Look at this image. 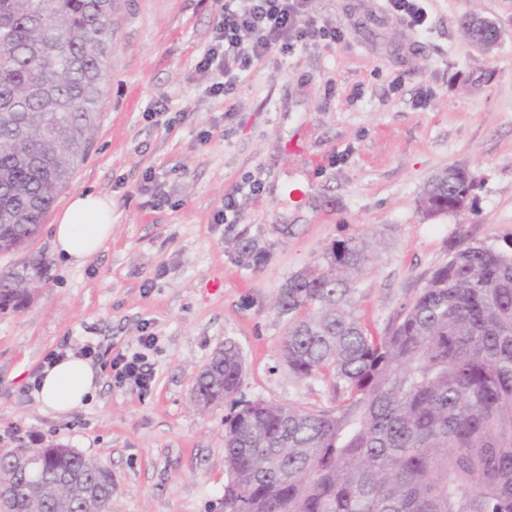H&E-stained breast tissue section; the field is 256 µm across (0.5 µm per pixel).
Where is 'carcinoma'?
<instances>
[{"label":"carcinoma","instance_id":"obj_1","mask_svg":"<svg viewBox=\"0 0 512 512\" xmlns=\"http://www.w3.org/2000/svg\"><path fill=\"white\" fill-rule=\"evenodd\" d=\"M114 0H0V253L25 248L91 153ZM468 38L492 37L460 19ZM470 174L426 186L427 214L463 210ZM363 237L288 277L282 354L329 402L236 398L232 342L200 370L194 402L224 416L223 512H512V242L461 241L383 331L357 316ZM41 257L0 275V312L30 303ZM112 470L62 444L0 455V512H112Z\"/></svg>","mask_w":512,"mask_h":512}]
</instances>
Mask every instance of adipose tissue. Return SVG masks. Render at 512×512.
I'll return each mask as SVG.
<instances>
[{
    "mask_svg": "<svg viewBox=\"0 0 512 512\" xmlns=\"http://www.w3.org/2000/svg\"><path fill=\"white\" fill-rule=\"evenodd\" d=\"M111 237L112 203L90 192L72 196L53 229L56 252L73 265L83 264ZM97 384L92 363L70 353L44 369L38 399L45 410L65 414L83 406Z\"/></svg>",
    "mask_w": 512,
    "mask_h": 512,
    "instance_id": "obj_1",
    "label": "adipose tissue"
}]
</instances>
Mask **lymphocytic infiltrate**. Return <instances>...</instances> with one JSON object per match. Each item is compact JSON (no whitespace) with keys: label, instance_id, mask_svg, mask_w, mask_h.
Instances as JSON below:
<instances>
[{"label":"lymphocytic infiltrate","instance_id":"obj_1","mask_svg":"<svg viewBox=\"0 0 512 512\" xmlns=\"http://www.w3.org/2000/svg\"><path fill=\"white\" fill-rule=\"evenodd\" d=\"M309 0H224L218 23L216 46L200 62L203 69L223 74L226 85H233L253 61L271 53H287L308 37L339 42L344 33L338 28L317 24L310 16ZM115 386L139 391L153 381V373L142 355H117L111 362Z\"/></svg>","mask_w":512,"mask_h":512}]
</instances>
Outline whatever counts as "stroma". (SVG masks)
Masks as SVG:
<instances>
[{
    "mask_svg": "<svg viewBox=\"0 0 512 512\" xmlns=\"http://www.w3.org/2000/svg\"><path fill=\"white\" fill-rule=\"evenodd\" d=\"M223 2L116 0L95 147L29 246L48 278L25 309L0 312V450L59 443L99 460L113 512H220L228 406L196 408L192 390L226 341L243 357L240 397L326 402L322 382L284 363L288 319L274 303L332 242L370 240L357 311L380 329L453 245L512 237V0H426L421 34L385 0H309L344 41L270 54L216 92L218 73L199 62ZM473 13L496 26L492 51L459 28ZM451 167L473 177L472 205L427 216L424 185ZM248 181L258 195L243 193ZM86 191L111 201L112 238L75 266L56 254L53 223ZM86 342L98 390L71 413L44 411L30 376ZM138 352L151 387H115L113 356Z\"/></svg>",
    "mask_w": 512,
    "mask_h": 512,
    "instance_id": "1",
    "label": "stroma"
}]
</instances>
